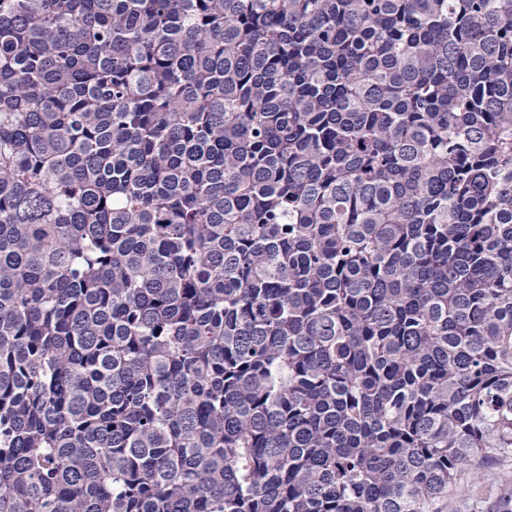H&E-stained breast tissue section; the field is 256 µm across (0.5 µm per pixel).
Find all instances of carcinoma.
Here are the masks:
<instances>
[{
	"instance_id": "1",
	"label": "carcinoma",
	"mask_w": 512,
	"mask_h": 512,
	"mask_svg": "<svg viewBox=\"0 0 512 512\" xmlns=\"http://www.w3.org/2000/svg\"><path fill=\"white\" fill-rule=\"evenodd\" d=\"M509 456L512 0H0V512Z\"/></svg>"
}]
</instances>
